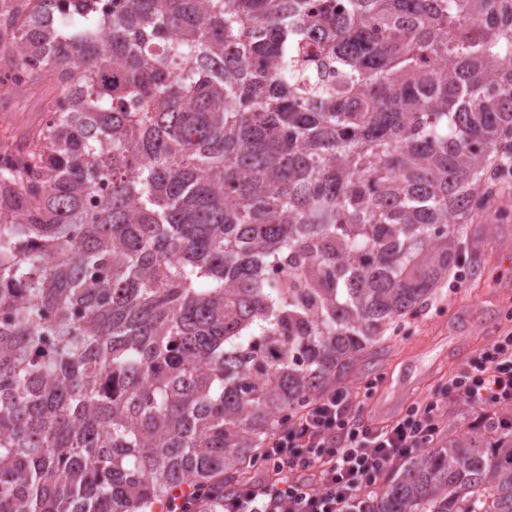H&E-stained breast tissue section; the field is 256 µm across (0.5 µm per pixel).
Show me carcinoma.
Here are the masks:
<instances>
[{
    "instance_id": "obj_1",
    "label": "carcinoma",
    "mask_w": 512,
    "mask_h": 512,
    "mask_svg": "<svg viewBox=\"0 0 512 512\" xmlns=\"http://www.w3.org/2000/svg\"><path fill=\"white\" fill-rule=\"evenodd\" d=\"M0 512H217L459 262L512 144V0H9ZM361 512H512V427ZM67 101L60 98L50 111L64 108ZM41 108V95L38 91H22L14 95L9 101H0V137L5 128L12 129L13 133L34 125L38 115V121L48 123L54 112L43 111Z\"/></svg>"
}]
</instances>
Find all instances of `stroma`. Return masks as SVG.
I'll use <instances>...</instances> for the list:
<instances>
[{
    "instance_id": "obj_1",
    "label": "stroma",
    "mask_w": 512,
    "mask_h": 512,
    "mask_svg": "<svg viewBox=\"0 0 512 512\" xmlns=\"http://www.w3.org/2000/svg\"><path fill=\"white\" fill-rule=\"evenodd\" d=\"M41 95L22 91L0 101V131L34 125ZM487 203L467 227L462 261L410 316L394 322L382 348L370 352L346 385L365 396L368 414L389 419L434 391L493 337L512 332V218Z\"/></svg>"
}]
</instances>
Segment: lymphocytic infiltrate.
Returning a JSON list of instances; mask_svg holds the SVG:
<instances>
[{
	"instance_id": "1",
	"label": "lymphocytic infiltrate",
	"mask_w": 512,
	"mask_h": 512,
	"mask_svg": "<svg viewBox=\"0 0 512 512\" xmlns=\"http://www.w3.org/2000/svg\"><path fill=\"white\" fill-rule=\"evenodd\" d=\"M451 401L512 412L511 333L449 379L447 397L432 393L385 422L356 407L350 391L314 396L267 440L264 462L273 477L226 494L223 512H353L399 461L437 440Z\"/></svg>"
}]
</instances>
